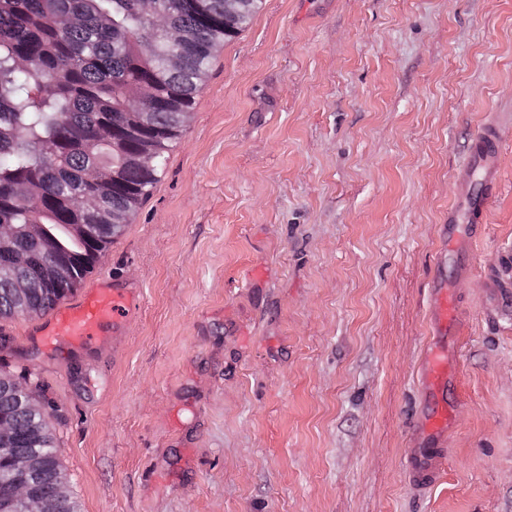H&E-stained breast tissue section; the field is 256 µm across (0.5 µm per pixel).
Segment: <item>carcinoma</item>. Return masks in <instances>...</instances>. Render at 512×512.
Wrapping results in <instances>:
<instances>
[{
    "mask_svg": "<svg viewBox=\"0 0 512 512\" xmlns=\"http://www.w3.org/2000/svg\"><path fill=\"white\" fill-rule=\"evenodd\" d=\"M258 2L238 0L229 12L226 0H199L198 11L183 0H0V224L16 228L0 250L1 319L52 308L61 296L45 285L47 263L68 260L70 294L120 235L185 128L213 48L245 29ZM147 95L156 102L143 105ZM131 125L142 137L127 152L142 163L112 148V127ZM92 170L119 180L92 182ZM29 224L42 225V240ZM73 224L92 225L98 246L89 249ZM0 415L47 512H80L56 495L64 474L35 392L0 375Z\"/></svg>",
    "mask_w": 512,
    "mask_h": 512,
    "instance_id": "carcinoma-1",
    "label": "carcinoma"
}]
</instances>
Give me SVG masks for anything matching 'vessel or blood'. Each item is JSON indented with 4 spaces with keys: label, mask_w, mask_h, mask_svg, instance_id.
I'll return each instance as SVG.
<instances>
[{
    "label": "vessel or blood",
    "mask_w": 512,
    "mask_h": 512,
    "mask_svg": "<svg viewBox=\"0 0 512 512\" xmlns=\"http://www.w3.org/2000/svg\"><path fill=\"white\" fill-rule=\"evenodd\" d=\"M511 133L508 128L493 123L482 128L473 143L474 175L457 185L456 201L448 210V248L459 276H468L471 271V242L498 193L499 150ZM429 301L435 339L419 366L426 400L404 452L409 479L419 486L434 482L445 462L448 430L455 412L454 405L448 402V392L455 384L457 350L453 336L458 316L450 283L435 279L429 290ZM135 303V289L119 281L95 280L75 299L58 306L38 333L80 354L102 337L122 336Z\"/></svg>",
    "instance_id": "b4317fda"
}]
</instances>
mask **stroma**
<instances>
[{
	"label": "stroma",
	"mask_w": 512,
	"mask_h": 512,
	"mask_svg": "<svg viewBox=\"0 0 512 512\" xmlns=\"http://www.w3.org/2000/svg\"><path fill=\"white\" fill-rule=\"evenodd\" d=\"M512 126V0H262L91 275L140 288L77 357L0 320L81 512H512V138L455 282L444 470L404 465L443 224L481 123Z\"/></svg>",
	"instance_id": "1"
}]
</instances>
